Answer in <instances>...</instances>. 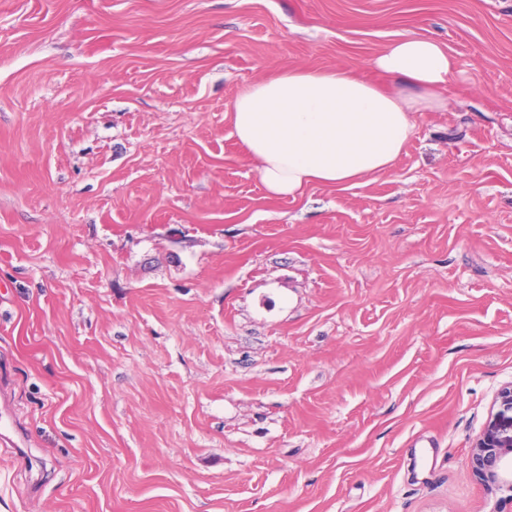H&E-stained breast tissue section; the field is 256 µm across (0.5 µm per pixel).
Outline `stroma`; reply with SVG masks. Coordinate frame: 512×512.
I'll list each match as a JSON object with an SVG mask.
<instances>
[{"label": "stroma", "mask_w": 512, "mask_h": 512, "mask_svg": "<svg viewBox=\"0 0 512 512\" xmlns=\"http://www.w3.org/2000/svg\"><path fill=\"white\" fill-rule=\"evenodd\" d=\"M408 36L393 169L269 195L236 95ZM511 382L512 0H0V512H512ZM496 404L472 446L470 466L491 492L508 493L512 504V383L500 389Z\"/></svg>", "instance_id": "1"}]
</instances>
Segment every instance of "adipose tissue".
Returning <instances> with one entry per match:
<instances>
[{"instance_id": "ef3b65f1", "label": "adipose tissue", "mask_w": 512, "mask_h": 512, "mask_svg": "<svg viewBox=\"0 0 512 512\" xmlns=\"http://www.w3.org/2000/svg\"><path fill=\"white\" fill-rule=\"evenodd\" d=\"M384 91L351 69H284L236 96L233 133L268 194L293 197L313 184L353 185L391 171L414 115L441 107L454 60L437 42L409 36L372 62Z\"/></svg>"}]
</instances>
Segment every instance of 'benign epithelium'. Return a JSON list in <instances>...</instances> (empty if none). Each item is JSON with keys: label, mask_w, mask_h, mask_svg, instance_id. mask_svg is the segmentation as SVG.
<instances>
[{"label": "benign epithelium", "mask_w": 512, "mask_h": 512, "mask_svg": "<svg viewBox=\"0 0 512 512\" xmlns=\"http://www.w3.org/2000/svg\"><path fill=\"white\" fill-rule=\"evenodd\" d=\"M495 404L498 410L472 446L470 466L490 491L512 502V383L500 389Z\"/></svg>", "instance_id": "7a95c632"}]
</instances>
